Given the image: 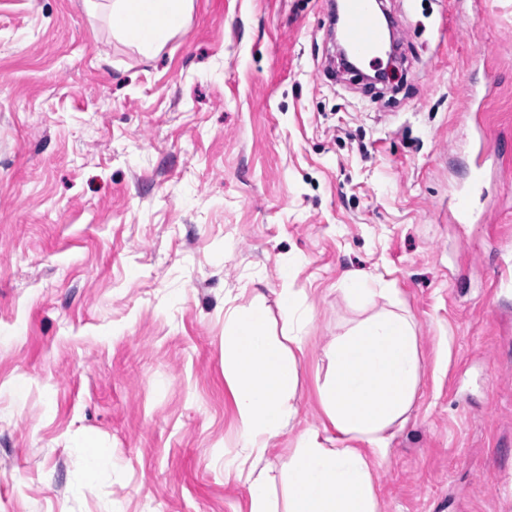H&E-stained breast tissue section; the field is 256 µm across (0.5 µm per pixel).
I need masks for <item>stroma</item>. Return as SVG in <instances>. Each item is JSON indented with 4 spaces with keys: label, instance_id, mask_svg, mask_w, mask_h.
Returning a JSON list of instances; mask_svg holds the SVG:
<instances>
[{
    "label": "stroma",
    "instance_id": "35a3bbf8",
    "mask_svg": "<svg viewBox=\"0 0 512 512\" xmlns=\"http://www.w3.org/2000/svg\"><path fill=\"white\" fill-rule=\"evenodd\" d=\"M384 4L371 88L331 0H194L151 56L84 0H0V512H247L224 315L262 296L280 334L287 286L313 321L267 462L321 427L326 346L393 303L420 384L379 512H512V0ZM355 272L392 297L354 306Z\"/></svg>",
    "mask_w": 512,
    "mask_h": 512
}]
</instances>
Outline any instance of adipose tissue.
<instances>
[{
	"instance_id": "ef3b65f1",
	"label": "adipose tissue",
	"mask_w": 512,
	"mask_h": 512,
	"mask_svg": "<svg viewBox=\"0 0 512 512\" xmlns=\"http://www.w3.org/2000/svg\"><path fill=\"white\" fill-rule=\"evenodd\" d=\"M90 6L106 9L115 33L151 55L186 30L193 0H91ZM278 307L287 327L280 337L270 330L261 298L225 317L224 373L240 451L224 468L245 473L249 512H378L372 461L387 457L392 432L407 423L419 386L413 319L383 309L333 339L319 387L323 427L300 433L276 472L264 459L298 413L295 352L310 320L295 289L281 290Z\"/></svg>"
}]
</instances>
